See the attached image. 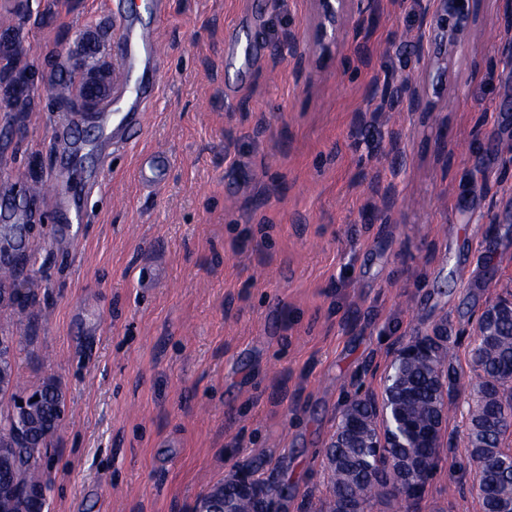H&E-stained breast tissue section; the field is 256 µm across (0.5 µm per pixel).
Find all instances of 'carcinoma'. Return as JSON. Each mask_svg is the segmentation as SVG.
Returning <instances> with one entry per match:
<instances>
[{
    "label": "carcinoma",
    "instance_id": "cac0c4a2",
    "mask_svg": "<svg viewBox=\"0 0 512 512\" xmlns=\"http://www.w3.org/2000/svg\"><path fill=\"white\" fill-rule=\"evenodd\" d=\"M33 289L4 296L9 306L26 307L35 302ZM434 347V358H395L390 366L385 395L395 409L390 426L410 422L417 428L406 433L390 448H371L377 435L375 407L365 397L356 396L344 407L336 426V447L326 450V467L331 474L332 494L326 501L314 505L313 512H365L371 502L392 496L389 487L402 481H412L424 492L440 454L439 440L427 437L435 426L431 416L443 409L452 411L455 405V354L442 336L423 335ZM477 381L471 393L467 426V448L477 465V478L483 490L479 501L481 512H494V505L512 499V462L502 466L492 458H503L499 447L502 408L505 390L512 378V307L505 304L484 320L481 336L473 351ZM18 375L16 361H0V390L16 396ZM50 392L47 403L29 413L31 439L12 444L0 434V448H13L11 457L0 459V483L15 484L47 482L46 472L35 454L51 446L58 430L59 413L65 411L62 391L51 381L44 383ZM390 460L381 474L375 466L378 454Z\"/></svg>",
    "mask_w": 512,
    "mask_h": 512
}]
</instances>
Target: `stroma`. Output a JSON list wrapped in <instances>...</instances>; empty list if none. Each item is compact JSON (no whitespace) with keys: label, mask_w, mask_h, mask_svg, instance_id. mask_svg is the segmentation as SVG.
Listing matches in <instances>:
<instances>
[{"label":"stroma","mask_w":512,"mask_h":512,"mask_svg":"<svg viewBox=\"0 0 512 512\" xmlns=\"http://www.w3.org/2000/svg\"><path fill=\"white\" fill-rule=\"evenodd\" d=\"M435 0H353L370 23L304 72L283 34H318L314 0H167L158 91L124 151L56 79L122 75L110 0H0V51L38 72L26 111L0 95V302L20 393L55 382L48 512H194L261 459L280 512L326 499L323 452L354 393L384 395L399 346L444 326L456 405L421 512H480L466 446L476 321L512 290V0H474L449 61L428 46ZM253 41L249 59L225 43ZM412 77L418 112L380 109ZM402 157L390 152L393 133ZM165 159L163 181L138 167ZM58 177L57 193L45 189ZM387 224L364 223L384 191ZM80 193L85 224H56Z\"/></svg>","instance_id":"1"}]
</instances>
